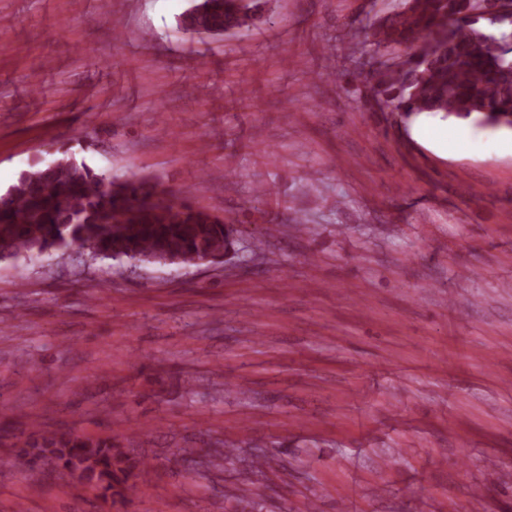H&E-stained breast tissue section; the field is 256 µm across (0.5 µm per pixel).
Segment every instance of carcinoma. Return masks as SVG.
Here are the masks:
<instances>
[{
  "label": "carcinoma",
  "instance_id": "obj_1",
  "mask_svg": "<svg viewBox=\"0 0 512 512\" xmlns=\"http://www.w3.org/2000/svg\"><path fill=\"white\" fill-rule=\"evenodd\" d=\"M180 19L185 31L244 35L265 20L259 0H197ZM512 0H401L399 10L377 20L365 39L380 60L368 74L363 107L381 112L391 126L420 113L512 129V22L492 17ZM65 163L35 164L0 192V261L30 259L38 252L89 249L93 260L160 264L181 259L190 267L208 258L224 262L236 247V230L208 222L206 211L142 177L114 182L104 171L67 150ZM3 457L16 468L45 460L79 478L112 505L124 506L138 491L148 460L135 439L45 432L13 445Z\"/></svg>",
  "mask_w": 512,
  "mask_h": 512
}]
</instances>
